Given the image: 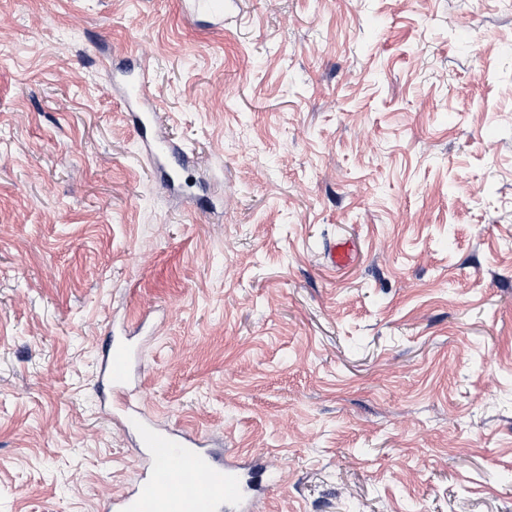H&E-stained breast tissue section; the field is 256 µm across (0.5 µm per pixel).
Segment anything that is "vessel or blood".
<instances>
[{"instance_id":"obj_1","label":"vessel or blood","mask_w":512,"mask_h":512,"mask_svg":"<svg viewBox=\"0 0 512 512\" xmlns=\"http://www.w3.org/2000/svg\"><path fill=\"white\" fill-rule=\"evenodd\" d=\"M188 16L206 15L211 26L224 27V0H182ZM148 69L137 65L126 80L121 99L136 106L142 118L136 119L137 131H150V153L187 159V152L169 136L156 101L149 95ZM352 242H331L327 260L332 267L344 268L354 261ZM136 355L122 336H111L103 350L102 380L121 412L128 429L135 432L145 467L139 482L113 498L110 512H257L259 498L252 481L265 471L258 459L248 463H216L209 449L200 447L183 432L164 430L132 409L124 401L127 387L135 374ZM191 474L200 475L193 496H185L183 480Z\"/></svg>"}]
</instances>
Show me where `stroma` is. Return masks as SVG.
I'll return each mask as SVG.
<instances>
[{
	"label": "stroma",
	"mask_w": 512,
	"mask_h": 512,
	"mask_svg": "<svg viewBox=\"0 0 512 512\" xmlns=\"http://www.w3.org/2000/svg\"><path fill=\"white\" fill-rule=\"evenodd\" d=\"M0 0V512H98L133 399L262 512H512V0ZM151 67L164 184L112 94ZM354 240L331 272L329 241ZM181 4L189 17L203 14L210 18V28H224V0H183Z\"/></svg>",
	"instance_id": "35a3bbf8"
}]
</instances>
